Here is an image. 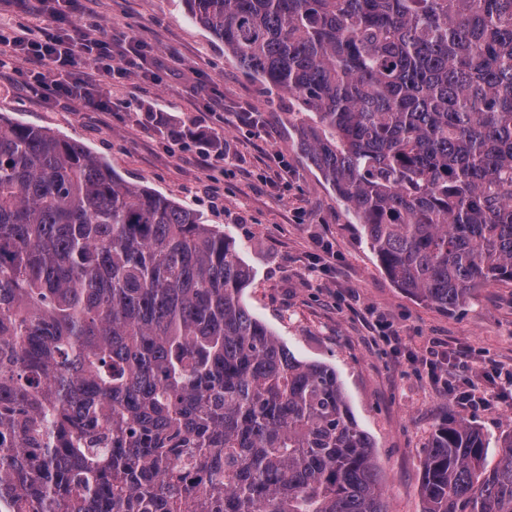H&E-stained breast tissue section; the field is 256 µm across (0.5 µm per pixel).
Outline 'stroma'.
I'll return each instance as SVG.
<instances>
[{
  "label": "stroma",
  "instance_id": "35a3bbf8",
  "mask_svg": "<svg viewBox=\"0 0 512 512\" xmlns=\"http://www.w3.org/2000/svg\"><path fill=\"white\" fill-rule=\"evenodd\" d=\"M77 26L98 37L132 32L166 67L157 81H101L108 110L45 98L0 78V115L82 141L126 181L182 201L233 237L252 280L250 312L298 358L335 367L350 409L373 444L389 512H422L424 448L438 425L463 420L488 437L512 429V397L489 410H463L415 355L433 342L463 350L474 364L512 369V283L476 289L448 311L395 286L320 173L303 163L285 114L288 100L245 70L196 24L183 0H78ZM209 88L203 98L200 88ZM261 112L268 134L236 126V112ZM223 128L236 156L209 168L155 129L153 113ZM292 171L287 189L263 182L269 153ZM400 327L405 352L380 340L376 320Z\"/></svg>",
  "mask_w": 512,
  "mask_h": 512
}]
</instances>
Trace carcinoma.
<instances>
[{"label": "carcinoma", "mask_w": 512, "mask_h": 512, "mask_svg": "<svg viewBox=\"0 0 512 512\" xmlns=\"http://www.w3.org/2000/svg\"><path fill=\"white\" fill-rule=\"evenodd\" d=\"M288 98L392 282H512V0H185ZM235 239L0 121V512H388L336 369L243 301ZM498 448L495 464L488 448ZM422 512H512V430L425 447Z\"/></svg>", "instance_id": "cac0c4a2"}]
</instances>
